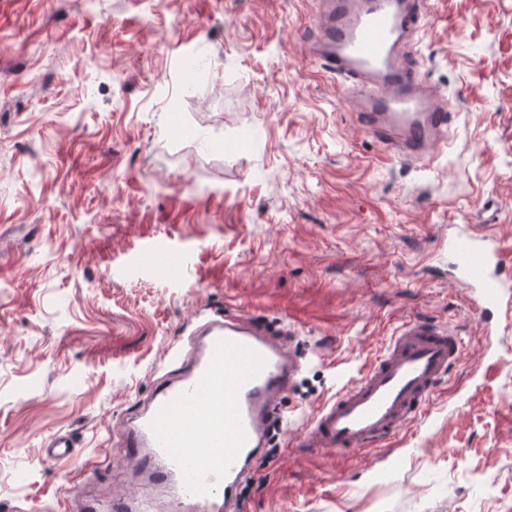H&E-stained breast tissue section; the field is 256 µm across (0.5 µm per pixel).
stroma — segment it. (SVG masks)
I'll use <instances>...</instances> for the list:
<instances>
[{
    "label": "stroma",
    "instance_id": "obj_1",
    "mask_svg": "<svg viewBox=\"0 0 512 512\" xmlns=\"http://www.w3.org/2000/svg\"><path fill=\"white\" fill-rule=\"evenodd\" d=\"M320 0H0V512L167 498L127 421L226 309L292 326L287 421L239 512H512V327L448 280L470 224L512 257V0H425L414 59L451 148L402 161L306 51ZM422 315L468 346L388 445H298ZM72 431L78 455L40 463Z\"/></svg>",
    "mask_w": 512,
    "mask_h": 512
}]
</instances>
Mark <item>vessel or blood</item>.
Masks as SVG:
<instances>
[{
    "instance_id": "b4317fda",
    "label": "vessel or blood",
    "mask_w": 512,
    "mask_h": 512,
    "mask_svg": "<svg viewBox=\"0 0 512 512\" xmlns=\"http://www.w3.org/2000/svg\"><path fill=\"white\" fill-rule=\"evenodd\" d=\"M307 40L322 67L341 78L360 122L398 156L432 161L447 151L451 102L429 91L404 44L420 30V0H324ZM448 278L466 293L486 341L512 326V268L495 237L459 224L448 234ZM287 328L215 314L189 347L172 344L183 369L165 379L125 439L130 461L173 492L171 512H226L265 448L279 400L299 370ZM466 350L454 330L423 318L405 320L384 349L308 419L299 445L362 453L414 422ZM75 456L60 430L42 461ZM82 512H154L150 498L83 501Z\"/></svg>"
}]
</instances>
